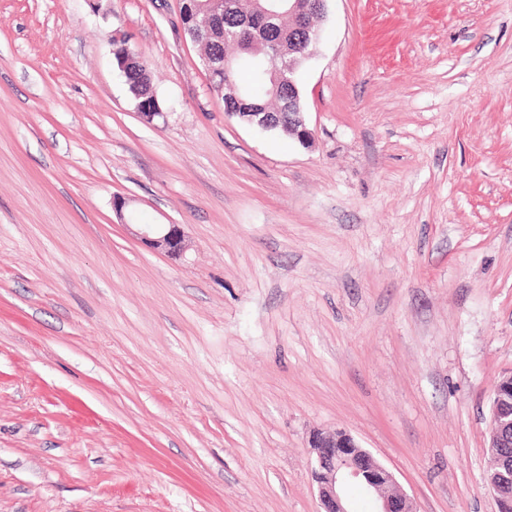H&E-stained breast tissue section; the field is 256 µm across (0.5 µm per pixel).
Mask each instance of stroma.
I'll use <instances>...</instances> for the list:
<instances>
[{
	"instance_id": "stroma-1",
	"label": "stroma",
	"mask_w": 512,
	"mask_h": 512,
	"mask_svg": "<svg viewBox=\"0 0 512 512\" xmlns=\"http://www.w3.org/2000/svg\"><path fill=\"white\" fill-rule=\"evenodd\" d=\"M327 6L305 147L225 114L179 0H0V512H318L317 428L418 512H497L512 0ZM112 53L120 71L127 91L139 105L141 112L138 114L147 122H153L155 118L163 117L164 112L159 110L152 89L151 72L144 64L137 61L136 54L131 52L122 41L113 40ZM128 57L129 63L122 67L120 58ZM138 226L131 230L136 239L151 251L164 253L171 258L179 257L188 246V236L179 224H127Z\"/></svg>"
}]
</instances>
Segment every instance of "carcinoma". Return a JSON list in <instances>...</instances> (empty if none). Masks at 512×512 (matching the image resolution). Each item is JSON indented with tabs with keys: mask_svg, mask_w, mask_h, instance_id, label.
<instances>
[{
	"mask_svg": "<svg viewBox=\"0 0 512 512\" xmlns=\"http://www.w3.org/2000/svg\"><path fill=\"white\" fill-rule=\"evenodd\" d=\"M184 31L202 46L204 59L226 56L225 46L233 44L237 56L226 72L213 73L216 91L224 92V84L234 83L244 103L224 101L227 112H282V99L288 93V82L281 74V53L288 52V0H236L233 9H223L208 0H194L184 14ZM115 61L129 58L118 67L127 91L140 110L157 112L159 105L152 89L151 72L137 61L125 43L113 41ZM249 73L247 83L237 74Z\"/></svg>",
	"mask_w": 512,
	"mask_h": 512,
	"instance_id": "obj_1",
	"label": "carcinoma"
}]
</instances>
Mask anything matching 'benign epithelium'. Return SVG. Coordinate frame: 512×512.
<instances>
[{"label": "benign epithelium", "instance_id": "obj_1", "mask_svg": "<svg viewBox=\"0 0 512 512\" xmlns=\"http://www.w3.org/2000/svg\"><path fill=\"white\" fill-rule=\"evenodd\" d=\"M327 0H288V16L296 21L299 36L288 44V111L235 112L238 120L263 130L281 129L301 144L311 142L304 112L299 104V88L294 74L296 56L309 57L316 48L310 19L326 11ZM151 251L179 257L188 246V236L180 224H140L131 231ZM492 416L488 429V453L512 447V374L502 376L491 388ZM314 455L311 477L316 484L322 512H350L344 486L357 483L376 505L375 512H418L415 502L397 489L393 473L344 430L326 433L319 429L309 436Z\"/></svg>", "mask_w": 512, "mask_h": 512}]
</instances>
